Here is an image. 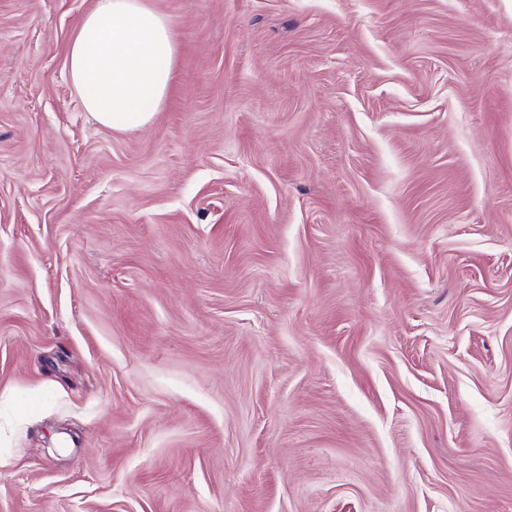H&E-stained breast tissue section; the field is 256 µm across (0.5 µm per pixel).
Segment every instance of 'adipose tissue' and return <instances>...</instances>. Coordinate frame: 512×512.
Returning <instances> with one entry per match:
<instances>
[{
  "instance_id": "obj_1",
  "label": "adipose tissue",
  "mask_w": 512,
  "mask_h": 512,
  "mask_svg": "<svg viewBox=\"0 0 512 512\" xmlns=\"http://www.w3.org/2000/svg\"><path fill=\"white\" fill-rule=\"evenodd\" d=\"M177 52L169 19L151 0H97L68 45L66 66L85 110L128 132L164 105Z\"/></svg>"
}]
</instances>
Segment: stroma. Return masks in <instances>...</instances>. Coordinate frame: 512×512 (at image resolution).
<instances>
[{
	"label": "stroma",
	"mask_w": 512,
	"mask_h": 512,
	"mask_svg": "<svg viewBox=\"0 0 512 512\" xmlns=\"http://www.w3.org/2000/svg\"><path fill=\"white\" fill-rule=\"evenodd\" d=\"M151 2L0 0V512H512V0ZM177 52L169 19L151 0H97L68 45L66 66L85 110L128 132L164 105Z\"/></svg>",
	"instance_id": "obj_1"
}]
</instances>
